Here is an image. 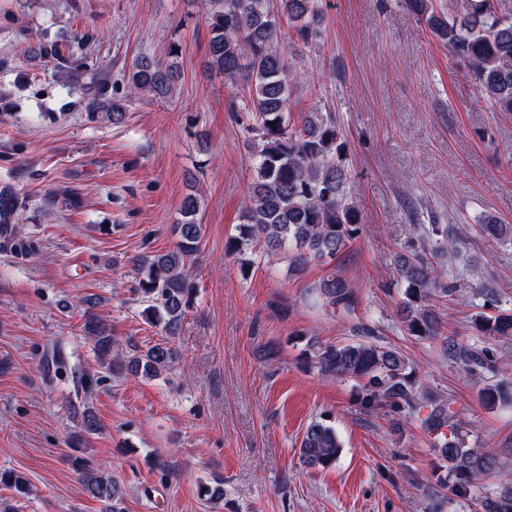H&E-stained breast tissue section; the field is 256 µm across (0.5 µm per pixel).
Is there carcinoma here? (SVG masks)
I'll return each mask as SVG.
<instances>
[{
	"instance_id": "1",
	"label": "carcinoma",
	"mask_w": 512,
	"mask_h": 512,
	"mask_svg": "<svg viewBox=\"0 0 512 512\" xmlns=\"http://www.w3.org/2000/svg\"><path fill=\"white\" fill-rule=\"evenodd\" d=\"M500 0H454L453 18L437 0H402L406 9L419 15L433 38L448 48L450 56L468 64L476 91L495 112H512V15L499 10ZM323 0H204L210 32L208 63L224 74L232 86L246 89L237 111L245 114V131L251 134L249 148L254 178L241 208L236 234L227 239L225 252L236 259L242 277L249 276L255 257L278 256L287 262V272L301 274L311 262L332 265L357 240L360 210L351 194V180L342 133L330 114L309 112L298 118L290 112V96L296 69L290 53L281 47L289 33L309 45L318 40L323 20ZM76 73L72 81L90 95L91 115L114 123L126 115V105L106 96V76L90 84ZM179 78L174 64L164 65L148 56L134 62L129 73L130 93L164 97ZM199 201L189 194L183 202V221L176 226L178 241L172 249L143 254L134 261L139 279L137 291L141 316L161 327L164 336L142 351H124L112 336L110 324L93 312L86 315L85 336L93 345L102 369L122 370L145 379L166 377L178 359L171 339L181 332L197 288L192 267L200 249L203 225L197 223ZM21 203L14 187L0 186V248L14 244L18 234ZM481 233L491 240L512 238V225L485 215ZM448 242V225H419L418 244L398 257L402 299L398 316L407 333L421 340H443L448 359L462 366L477 382L482 403L493 405L506 395L502 386L490 382L498 369L495 350L476 348L445 336L434 302L456 292L441 280L438 258ZM325 306L351 312L358 305L356 285L332 270L317 285ZM477 330L490 336L512 337V311L474 319ZM308 360L319 374L362 383L356 398L366 408L389 407L398 412L415 410L429 399L426 390L408 372L405 357L391 346L370 340L345 344L309 345ZM436 435L453 490L466 497L496 465L488 448L469 446L447 435L453 426L448 404L438 402L424 420ZM92 410L82 414V430L71 445L96 432ZM342 443L336 429L319 418L306 427L300 456L313 469L333 467ZM72 466L84 482L85 491L104 502L105 512H117L125 496L120 481L99 466L79 456ZM0 484L22 496L30 485L10 471H0ZM483 512H512V472L505 470L497 489L481 500Z\"/></svg>"
}]
</instances>
